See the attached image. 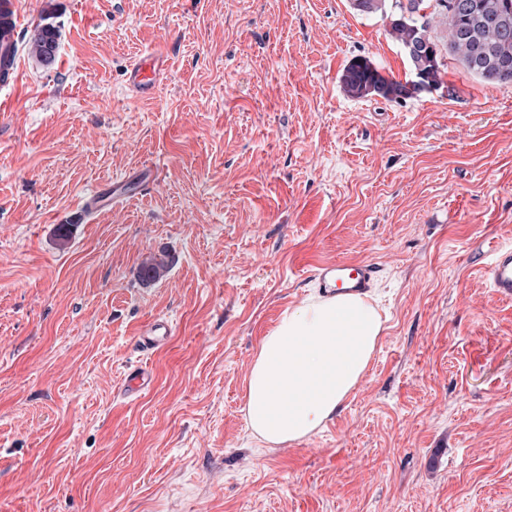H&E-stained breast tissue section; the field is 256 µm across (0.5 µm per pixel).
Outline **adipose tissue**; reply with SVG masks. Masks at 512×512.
<instances>
[{
  "label": "adipose tissue",
  "mask_w": 512,
  "mask_h": 512,
  "mask_svg": "<svg viewBox=\"0 0 512 512\" xmlns=\"http://www.w3.org/2000/svg\"><path fill=\"white\" fill-rule=\"evenodd\" d=\"M384 319L362 295L315 296L287 309L261 339L242 414L251 437L298 444L331 421L360 383Z\"/></svg>",
  "instance_id": "adipose-tissue-1"
}]
</instances>
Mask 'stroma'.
Returning <instances> with one entry per match:
<instances>
[{
	"instance_id": "stroma-1",
	"label": "stroma",
	"mask_w": 512,
	"mask_h": 512,
	"mask_svg": "<svg viewBox=\"0 0 512 512\" xmlns=\"http://www.w3.org/2000/svg\"><path fill=\"white\" fill-rule=\"evenodd\" d=\"M0 112V512H512V84L449 62L403 103L350 99L356 56L404 51L350 0H21ZM53 23L51 65L29 52ZM163 45L150 98L125 70ZM157 181L88 224L80 200ZM167 261L146 282L148 257ZM325 261L378 265L360 384L301 443L241 412L262 336ZM150 388L121 393L154 317ZM484 276L497 295L512 299V246H495L491 249ZM172 335V325L165 317H155L138 333L137 349L148 353L164 345Z\"/></svg>"
}]
</instances>
